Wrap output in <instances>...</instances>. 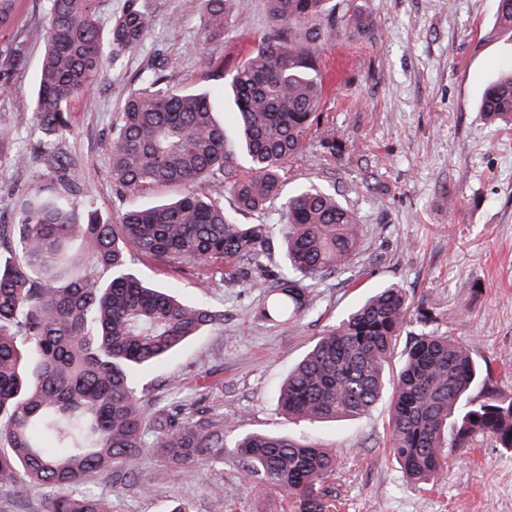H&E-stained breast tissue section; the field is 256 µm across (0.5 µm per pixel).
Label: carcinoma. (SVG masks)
Wrapping results in <instances>:
<instances>
[{
    "label": "carcinoma",
    "mask_w": 512,
    "mask_h": 512,
    "mask_svg": "<svg viewBox=\"0 0 512 512\" xmlns=\"http://www.w3.org/2000/svg\"><path fill=\"white\" fill-rule=\"evenodd\" d=\"M101 0H49L46 25L0 46V87L28 64L27 42L44 46L33 110L32 146L51 186L18 194L12 224H0V486L46 493V512H112L106 498L73 491L90 474L126 480L146 494L137 459L150 452L179 473L224 459V424L185 408L155 416L136 385L143 369L182 348L224 313L146 285L128 257L224 262L247 279L263 268L266 224H243L224 204L199 196L200 182L229 191L237 211L263 209L280 195L282 164L319 130L324 156L341 159L345 141L321 127L322 61L317 44L344 27L369 37L373 24L351 0H266L269 30L231 75L239 137L227 142L207 93L178 91L164 70L143 72L116 119L109 153L121 192L150 184L186 188L177 200L125 209L102 219L55 149L72 126V102L106 65L122 63L153 27L145 0H126L108 28ZM203 42L231 25L232 0H206ZM14 0H0V32L12 29ZM496 25L512 33V0H497ZM479 111L512 124V70L489 84ZM284 268L257 303L258 316L286 324L310 302L309 284L346 270L356 255L359 220L336 194L297 191L281 215ZM411 316L398 286L381 288L312 341L288 372L278 405L296 422L353 419L389 393L390 456L415 485L444 473L448 451L490 439L512 449V398L487 388L490 365L445 333L414 336L389 375L397 338ZM250 489L286 493L295 512H329L327 480L336 455L287 435L250 433L234 445Z\"/></svg>",
    "instance_id": "carcinoma-1"
}]
</instances>
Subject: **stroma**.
Listing matches in <instances>:
<instances>
[{
    "mask_svg": "<svg viewBox=\"0 0 512 512\" xmlns=\"http://www.w3.org/2000/svg\"><path fill=\"white\" fill-rule=\"evenodd\" d=\"M155 24L122 66L106 67L72 106L61 150L76 162L75 180L88 188L107 219L130 206L181 194L150 185L122 194L113 182L106 143L139 72L170 63L177 90L223 85L268 31L264 0H233L234 22L219 45L201 37L205 0H146ZM374 23L373 39L338 30L318 52L323 126L351 145L349 157L322 156L317 135L282 168V192L304 185L337 192L361 224L354 265L313 289L314 302L296 323L273 324L256 314L259 289L228 278L223 263L205 267L136 260L135 269L185 302L223 312L224 321L139 375L149 410L184 406L224 424L223 463L178 475L153 454L137 463L158 495L93 477L79 493L104 495L113 512H292L278 489L253 495L231 451L252 432L285 433L331 448L341 468L330 479L332 512H512V450L484 442L452 449L445 475L432 488L408 484L389 457V402L380 400L352 422L295 424L281 413L276 390L311 341L373 289L404 288L412 307L433 316L431 329L465 343L492 368L491 386L512 397V129L485 119L478 101L512 59V38L496 31V0H354ZM39 42L28 66L0 90V128L13 130L0 163V224L13 223L17 188L46 184L31 152L29 108ZM280 201L244 214L243 223L271 229L272 281L284 258ZM178 387H170L171 379Z\"/></svg>",
    "mask_w": 512,
    "mask_h": 512,
    "instance_id": "stroma-1",
    "label": "stroma"
}]
</instances>
